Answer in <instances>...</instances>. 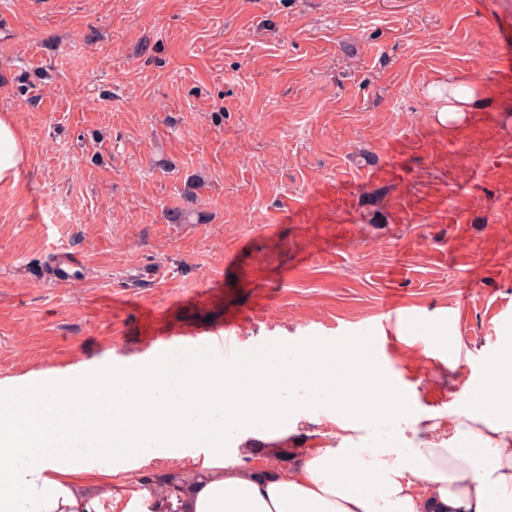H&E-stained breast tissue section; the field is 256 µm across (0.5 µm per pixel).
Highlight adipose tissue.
I'll list each match as a JSON object with an SVG mask.
<instances>
[{
  "instance_id": "1",
  "label": "adipose tissue",
  "mask_w": 512,
  "mask_h": 512,
  "mask_svg": "<svg viewBox=\"0 0 512 512\" xmlns=\"http://www.w3.org/2000/svg\"><path fill=\"white\" fill-rule=\"evenodd\" d=\"M440 125L477 109L486 92L449 76L432 87ZM28 165L27 145L10 115H0V184H16ZM369 346L333 356L300 347L291 361L237 358L218 363L190 354L162 365L160 377L110 375L104 415L81 409L88 385L63 393L34 388L0 393V512H138L152 491L126 495L113 472L96 465L119 449L134 458L202 442L207 455L188 468L195 481L181 512H512V356L484 358L470 391L449 414L452 436L435 416L388 386L369 362ZM303 384L325 403L336 443L295 460L267 478L269 456L255 449L243 470L226 457L224 440L245 429L256 441L285 438L297 406L289 392Z\"/></svg>"
}]
</instances>
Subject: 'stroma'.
<instances>
[{
	"mask_svg": "<svg viewBox=\"0 0 512 512\" xmlns=\"http://www.w3.org/2000/svg\"><path fill=\"white\" fill-rule=\"evenodd\" d=\"M452 75L489 93L443 127ZM2 112L29 154L0 185L2 390L129 372L155 335L349 350L374 327L449 432L512 338V0H0ZM402 311L463 356L398 334ZM294 397L289 447L335 445ZM184 462L97 460L129 492Z\"/></svg>",
	"mask_w": 512,
	"mask_h": 512,
	"instance_id": "35a3bbf8",
	"label": "stroma"
}]
</instances>
